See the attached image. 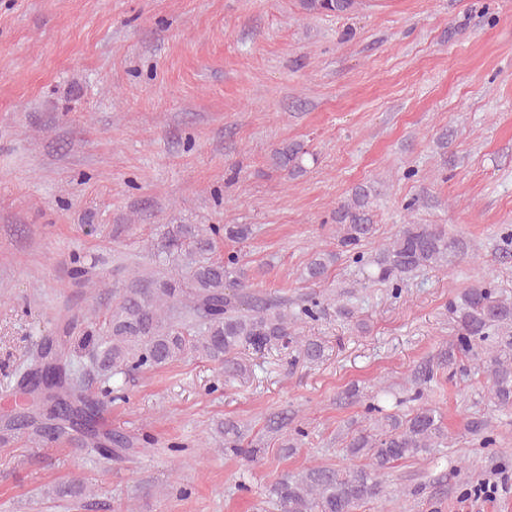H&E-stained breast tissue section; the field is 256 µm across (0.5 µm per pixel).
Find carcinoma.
Here are the masks:
<instances>
[{
	"label": "carcinoma",
	"mask_w": 512,
	"mask_h": 512,
	"mask_svg": "<svg viewBox=\"0 0 512 512\" xmlns=\"http://www.w3.org/2000/svg\"><path fill=\"white\" fill-rule=\"evenodd\" d=\"M303 14L314 16L353 13L359 0H298ZM308 149L300 142H283L271 154L272 165L295 178L306 172ZM371 189L355 188L333 212L337 246L360 266L373 269L370 280L398 290L420 270L444 266L465 254L466 244L448 235L441 224H404L373 256L363 245L376 234L370 207ZM252 233L249 224H226L224 228L198 224H170L161 252L178 256L189 269L187 281L166 276H133L115 289L118 300L108 321L101 327L89 325L81 336H44L27 353L26 365L13 392L14 405L0 416L4 428L26 426L38 436L59 437L81 430L86 444L107 458L121 457L132 441L100 431L99 421L106 403L74 383L69 371L74 353L84 350L108 383L118 375L165 367L190 355L224 366V373L240 376L244 368L238 355L271 346L295 345L296 352L310 362L323 357L321 342L295 335L300 319L316 321L325 308L312 297L299 311L264 300L245 291L247 270L237 255L213 260L208 257L216 238L245 241ZM338 254L316 251L304 268V279L322 282ZM449 312L456 336L437 358L415 369L414 392L384 406L390 392L382 389L369 397L366 413L370 425L346 436L343 453L364 458L367 463L348 469L316 466L304 474L285 475L273 492L280 512H355L370 501L387 499L386 470L399 461L418 460L441 446L445 434L442 416L422 402L423 386L436 369L454 370L464 359L475 362L485 374L489 398L500 408H512V301L499 296L492 286H471L450 302ZM419 402L407 413L399 412L406 402ZM468 433L493 444L489 422L474 418ZM224 445L247 459L257 458L255 448L240 447L238 424L222 426Z\"/></svg>",
	"instance_id": "cac0c4a2"
}]
</instances>
